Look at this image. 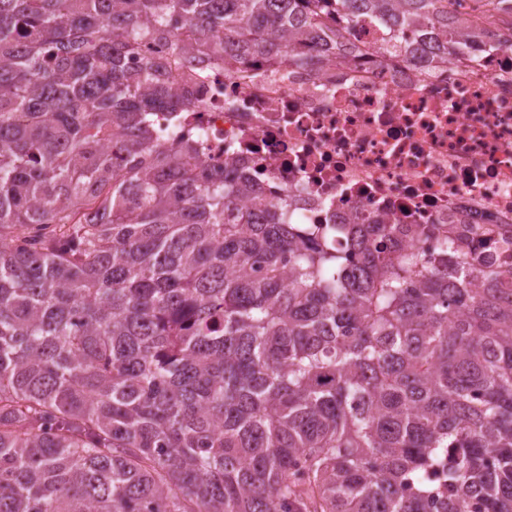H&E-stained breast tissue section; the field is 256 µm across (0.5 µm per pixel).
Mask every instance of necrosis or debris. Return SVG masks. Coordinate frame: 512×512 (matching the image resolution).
I'll return each instance as SVG.
<instances>
[{
  "label": "necrosis or debris",
  "instance_id": "necrosis-or-debris-1",
  "mask_svg": "<svg viewBox=\"0 0 512 512\" xmlns=\"http://www.w3.org/2000/svg\"><path fill=\"white\" fill-rule=\"evenodd\" d=\"M481 42L449 62L388 54L389 33L358 24L316 68L265 55L188 68L172 44L148 42L128 63L153 60L187 111L157 114L154 144L198 148L204 166L232 162L261 199H293L301 224H370L397 249L437 256L462 239L477 257L512 265V40L483 15Z\"/></svg>",
  "mask_w": 512,
  "mask_h": 512
}]
</instances>
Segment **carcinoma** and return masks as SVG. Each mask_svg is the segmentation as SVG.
I'll list each match as a JSON object with an SVG mask.
<instances>
[{"label": "carcinoma", "mask_w": 512, "mask_h": 512, "mask_svg": "<svg viewBox=\"0 0 512 512\" xmlns=\"http://www.w3.org/2000/svg\"><path fill=\"white\" fill-rule=\"evenodd\" d=\"M452 2L0 0V512H512V266L241 205L126 66L311 65L367 19L463 50Z\"/></svg>", "instance_id": "obj_1"}]
</instances>
